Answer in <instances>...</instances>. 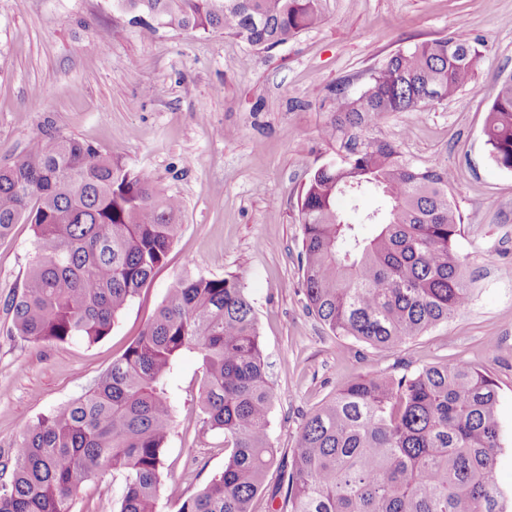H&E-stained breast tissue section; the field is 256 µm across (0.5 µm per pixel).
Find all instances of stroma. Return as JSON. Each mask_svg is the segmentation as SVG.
Returning a JSON list of instances; mask_svg holds the SVG:
<instances>
[{
    "mask_svg": "<svg viewBox=\"0 0 512 512\" xmlns=\"http://www.w3.org/2000/svg\"><path fill=\"white\" fill-rule=\"evenodd\" d=\"M323 21L258 50L221 33L156 26L118 0H0V166L34 149L45 127L152 173L182 202L181 229L158 270L94 344L35 345L9 335L7 300L34 256L31 225L0 240V453L24 430L90 390L143 331L181 276H238L256 313L269 365L268 434L278 468L303 415L350 380L467 360L495 381L504 449L493 478L512 493V171L490 157L486 111L512 73V0H320ZM463 32L486 51L473 86L424 112L369 130L418 165L454 173L463 222L455 246L476 276L470 305L406 343L375 350L332 335L309 314L298 203L315 168L336 155L321 138L329 88L361 90L396 52ZM203 369L186 354L172 380L163 512L224 469V433L203 422ZM122 481L87 483L72 512H115Z\"/></svg>",
    "mask_w": 512,
    "mask_h": 512,
    "instance_id": "1",
    "label": "stroma"
}]
</instances>
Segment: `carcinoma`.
<instances>
[{
  "mask_svg": "<svg viewBox=\"0 0 512 512\" xmlns=\"http://www.w3.org/2000/svg\"><path fill=\"white\" fill-rule=\"evenodd\" d=\"M120 2L165 26L260 49L322 22L319 0ZM484 50L463 33L427 40L390 56L360 92L329 89L322 137L339 156L309 177L298 223L307 307L332 334L398 346L470 302L451 171L422 167L366 131L456 97ZM484 135L496 165L512 170V75L499 83ZM34 137L45 143L0 168V239L22 221L34 230L35 260L8 300L11 335L96 343L165 265L182 203L115 153L42 129ZM368 195L376 204L360 208ZM187 352L202 360L201 411L224 432L225 458L177 512H252L276 461L273 393L251 302L232 275L178 279L93 388L26 429L0 461V512H72L86 483L111 474L124 483L117 512H161L169 381ZM502 448L497 386L480 367L456 360L361 376L303 417L273 512H504L493 479Z\"/></svg>",
  "mask_w": 512,
  "mask_h": 512,
  "instance_id": "carcinoma-1",
  "label": "carcinoma"
}]
</instances>
